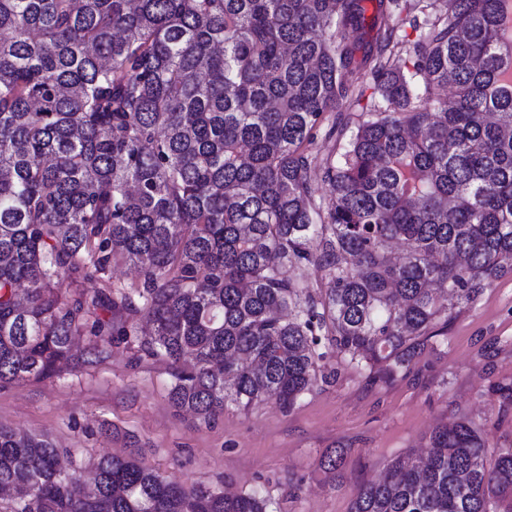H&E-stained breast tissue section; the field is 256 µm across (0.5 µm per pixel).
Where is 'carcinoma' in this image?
Segmentation results:
<instances>
[{
	"instance_id": "obj_1",
	"label": "carcinoma",
	"mask_w": 512,
	"mask_h": 512,
	"mask_svg": "<svg viewBox=\"0 0 512 512\" xmlns=\"http://www.w3.org/2000/svg\"><path fill=\"white\" fill-rule=\"evenodd\" d=\"M502 7L0 0V381L51 378L130 336L169 364L173 406L205 420L229 402L291 409L329 357L393 379L512 271ZM369 88L345 143L343 110ZM117 259L133 287H83ZM430 448L392 460L350 512H512L511 447L487 461L458 418ZM7 491L0 512H268L257 493L186 487L133 457L103 456L87 479L48 436L0 426Z\"/></svg>"
}]
</instances>
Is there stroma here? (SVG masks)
I'll return each mask as SVG.
<instances>
[{
    "mask_svg": "<svg viewBox=\"0 0 512 512\" xmlns=\"http://www.w3.org/2000/svg\"><path fill=\"white\" fill-rule=\"evenodd\" d=\"M171 375L136 342L53 378L0 383V425L45 434L65 464L103 455L138 461L192 485L231 486L265 496L270 512H349L358 487L396 457L420 453L438 424L466 417L489 454L512 446V272L425 341L408 372L383 384L343 370L289 410L275 401L227 405L211 420L176 409ZM330 448L347 451L344 477L320 466Z\"/></svg>",
    "mask_w": 512,
    "mask_h": 512,
    "instance_id": "stroma-1",
    "label": "stroma"
}]
</instances>
